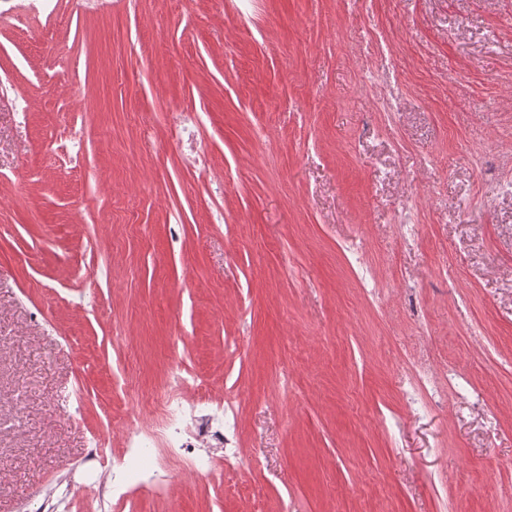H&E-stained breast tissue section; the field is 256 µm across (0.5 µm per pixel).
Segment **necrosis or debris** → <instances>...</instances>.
I'll list each match as a JSON object with an SVG mask.
<instances>
[{
  "instance_id": "1",
  "label": "necrosis or debris",
  "mask_w": 512,
  "mask_h": 512,
  "mask_svg": "<svg viewBox=\"0 0 512 512\" xmlns=\"http://www.w3.org/2000/svg\"><path fill=\"white\" fill-rule=\"evenodd\" d=\"M201 388L198 380L171 371L163 393L148 402L154 422L146 425L138 415L128 417L124 446L111 456L105 476L107 490L99 500L100 512H111L135 488L167 495L168 476L174 468L209 474L218 464L237 457L233 438L224 433L230 401H212Z\"/></svg>"
}]
</instances>
